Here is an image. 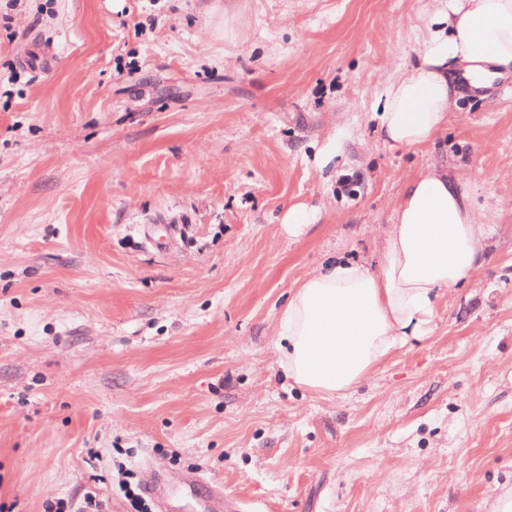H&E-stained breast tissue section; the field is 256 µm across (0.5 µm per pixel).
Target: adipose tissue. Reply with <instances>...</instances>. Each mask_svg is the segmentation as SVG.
<instances>
[{
  "label": "adipose tissue",
  "instance_id": "adipose-tissue-1",
  "mask_svg": "<svg viewBox=\"0 0 512 512\" xmlns=\"http://www.w3.org/2000/svg\"><path fill=\"white\" fill-rule=\"evenodd\" d=\"M414 61L373 93L375 137L394 150L432 144L461 95L512 74V0H436ZM486 234L460 180L435 164L407 181L371 264L335 256L288 295L277 350L288 379L343 394L409 337L423 335L443 293L469 280Z\"/></svg>",
  "mask_w": 512,
  "mask_h": 512
}]
</instances>
